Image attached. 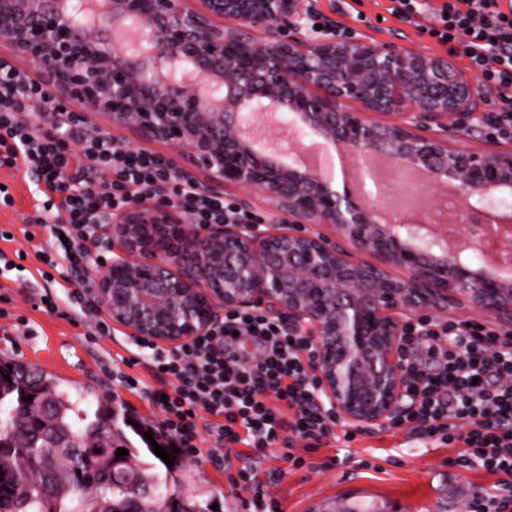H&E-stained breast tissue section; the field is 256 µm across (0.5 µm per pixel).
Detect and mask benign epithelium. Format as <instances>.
Returning a JSON list of instances; mask_svg holds the SVG:
<instances>
[{
    "mask_svg": "<svg viewBox=\"0 0 512 512\" xmlns=\"http://www.w3.org/2000/svg\"><path fill=\"white\" fill-rule=\"evenodd\" d=\"M315 0H0V44L57 98L202 170L205 191L261 196L279 224L190 223L161 200L112 216V262L93 293L128 335L176 349L226 311L260 309L315 344L325 401L354 429L406 410V326L460 308L512 323V281L473 264L427 222L385 223L329 171L285 162L247 132L254 115L312 134L332 158L383 153L454 186L466 227L512 192V144L472 121L487 87L447 56L307 31ZM455 139L448 140V130ZM56 457L79 447L56 432Z\"/></svg>",
    "mask_w": 512,
    "mask_h": 512,
    "instance_id": "obj_1",
    "label": "benign epithelium"
}]
</instances>
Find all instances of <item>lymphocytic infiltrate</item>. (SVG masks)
Here are the masks:
<instances>
[{
    "label": "lymphocytic infiltrate",
    "mask_w": 512,
    "mask_h": 512,
    "mask_svg": "<svg viewBox=\"0 0 512 512\" xmlns=\"http://www.w3.org/2000/svg\"><path fill=\"white\" fill-rule=\"evenodd\" d=\"M431 12L428 34L447 46L500 99L512 101V0H393L392 15ZM25 167L38 200L21 230L38 248L42 277H61L62 291L43 309L79 308L97 336L112 327L102 305L76 277L90 262L106 264L100 235L114 211L138 200L160 199L190 223H248L236 200L202 190L171 160L129 149L63 107L49 108L47 90L0 63V168ZM419 346L443 352L438 366H412L411 402L400 424L424 438L458 444L459 456L512 485V339L500 327L471 320L421 318L407 328ZM314 347L286 321L260 310L228 311L211 334L175 350L137 346L134 364L154 378L153 388L125 376L124 387L144 393L162 414L161 432L188 457L202 435L214 439L212 460L223 464L227 445L247 442L255 455L281 443L316 448L335 437L338 421L319 403Z\"/></svg>",
    "instance_id": "lymphocytic-infiltrate-1"
}]
</instances>
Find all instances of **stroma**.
<instances>
[{
  "mask_svg": "<svg viewBox=\"0 0 512 512\" xmlns=\"http://www.w3.org/2000/svg\"><path fill=\"white\" fill-rule=\"evenodd\" d=\"M391 0H316L318 13L330 18L337 33L353 31L378 42L392 41L414 51L447 54L425 31L430 19L395 17ZM15 204L0 210V229L18 231L34 212L33 184L24 171L0 169ZM39 230L24 258L16 246L0 242L8 259L21 267L0 274V361L16 360L56 380L69 392H81L89 409L108 401L118 414L159 424V410L127 391L116 379L131 338L117 329L115 338L99 339L84 325L38 310L42 295L56 285L37 273L35 244L46 240ZM212 438L200 454L174 465L177 490L216 512H254L264 501L266 512H320L327 503H362L372 512H460L474 495L498 493V478L478 466L458 461L457 451L437 442L408 440L392 427L360 430L352 441L330 442L307 454L304 467H293L284 447L269 449L258 459V481L241 488L233 478L248 454L246 445L224 450V465L210 458Z\"/></svg>",
  "mask_w": 512,
  "mask_h": 512,
  "instance_id": "1",
  "label": "stroma"
}]
</instances>
